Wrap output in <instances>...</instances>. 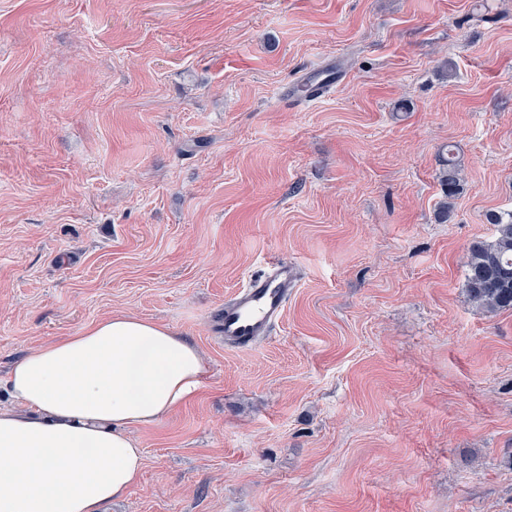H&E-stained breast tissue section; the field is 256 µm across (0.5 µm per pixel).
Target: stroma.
I'll list each match as a JSON object with an SVG mask.
<instances>
[{"label":"stroma","instance_id":"35a3bbf8","mask_svg":"<svg viewBox=\"0 0 512 512\" xmlns=\"http://www.w3.org/2000/svg\"><path fill=\"white\" fill-rule=\"evenodd\" d=\"M491 211L512 0H0V402L115 313L208 368L101 512H512V310L465 291ZM272 258L299 268L273 335L225 345ZM442 166L441 183L446 197L451 198L456 195L460 186L458 167L453 152H448V157L442 158Z\"/></svg>","mask_w":512,"mask_h":512}]
</instances>
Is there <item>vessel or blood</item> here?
Returning a JSON list of instances; mask_svg holds the SVG:
<instances>
[{
  "instance_id": "vessel-or-blood-1",
  "label": "vessel or blood",
  "mask_w": 512,
  "mask_h": 512,
  "mask_svg": "<svg viewBox=\"0 0 512 512\" xmlns=\"http://www.w3.org/2000/svg\"><path fill=\"white\" fill-rule=\"evenodd\" d=\"M298 281L296 266L284 259L266 263L232 299L225 301L220 330L225 344L239 349L269 337Z\"/></svg>"
}]
</instances>
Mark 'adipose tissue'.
Listing matches in <instances>:
<instances>
[{"label":"adipose tissue","mask_w":512,"mask_h":512,"mask_svg":"<svg viewBox=\"0 0 512 512\" xmlns=\"http://www.w3.org/2000/svg\"><path fill=\"white\" fill-rule=\"evenodd\" d=\"M199 349L168 326L115 314L25 353L0 406V512H98L140 479L133 429L202 386Z\"/></svg>","instance_id":"ef3b65f1"}]
</instances>
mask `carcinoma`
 Wrapping results in <instances>:
<instances>
[{"instance_id": "1", "label": "carcinoma", "mask_w": 512, "mask_h": 512, "mask_svg": "<svg viewBox=\"0 0 512 512\" xmlns=\"http://www.w3.org/2000/svg\"><path fill=\"white\" fill-rule=\"evenodd\" d=\"M441 183L446 197L460 186L453 152L442 158ZM487 221L497 227L491 241H477L469 249L465 289L470 300L491 312L512 309V211L491 212Z\"/></svg>"}]
</instances>
